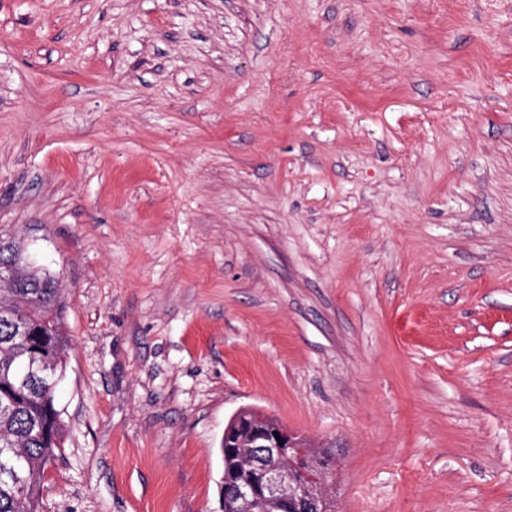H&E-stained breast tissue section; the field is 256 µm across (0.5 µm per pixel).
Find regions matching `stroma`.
<instances>
[{"mask_svg":"<svg viewBox=\"0 0 512 512\" xmlns=\"http://www.w3.org/2000/svg\"><path fill=\"white\" fill-rule=\"evenodd\" d=\"M0 235L66 300L39 512H219L243 406L339 512H512V0H0Z\"/></svg>","mask_w":512,"mask_h":512,"instance_id":"35a3bbf8","label":"stroma"}]
</instances>
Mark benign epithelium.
<instances>
[{"label":"benign epithelium","instance_id":"7a95c632","mask_svg":"<svg viewBox=\"0 0 512 512\" xmlns=\"http://www.w3.org/2000/svg\"><path fill=\"white\" fill-rule=\"evenodd\" d=\"M224 512L282 504L288 512H334L329 455L257 407L238 409L224 428Z\"/></svg>","mask_w":512,"mask_h":512}]
</instances>
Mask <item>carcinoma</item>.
I'll return each mask as SVG.
<instances>
[{"mask_svg": "<svg viewBox=\"0 0 512 512\" xmlns=\"http://www.w3.org/2000/svg\"><path fill=\"white\" fill-rule=\"evenodd\" d=\"M0 512H37L46 465L65 425L55 403L71 339L59 279L33 265L21 241L0 238ZM27 324L32 335L20 333Z\"/></svg>", "mask_w": 512, "mask_h": 512, "instance_id": "carcinoma-1", "label": "carcinoma"}]
</instances>
